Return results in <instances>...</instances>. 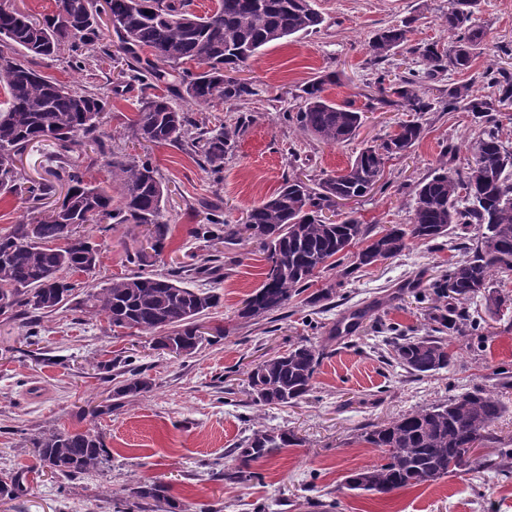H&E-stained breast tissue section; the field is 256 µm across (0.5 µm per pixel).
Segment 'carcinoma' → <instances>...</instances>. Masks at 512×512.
Wrapping results in <instances>:
<instances>
[{
	"mask_svg": "<svg viewBox=\"0 0 512 512\" xmlns=\"http://www.w3.org/2000/svg\"><path fill=\"white\" fill-rule=\"evenodd\" d=\"M56 10L41 19L25 14L0 0V87L8 95L0 109V191L16 192L37 204L57 194L49 218L38 224H16L0 233V311L16 310L21 317L35 318L74 303L81 313L106 318L112 328L130 333H158L153 347L177 357L190 358L203 343V313L219 303L211 291L192 288L189 282L220 262L214 255L206 263L185 265L167 274L116 278L105 286H91L75 293L76 284L60 273L90 274L99 255L79 233L85 224H141L147 227L151 249L164 247L168 227L162 221L164 187L147 158L115 159L112 179L119 186V200L112 188L86 179L87 151L100 152L99 131L106 112L104 98L77 92L47 79L2 50L18 46L36 57L67 53L69 63L85 70L90 66L85 50L105 39L101 13L109 15L122 53L117 80L139 81L163 93L143 95L132 136L152 145L180 144L194 129L190 147L217 183L224 180V157L236 147L245 121L235 126L197 123L189 113L173 106L171 97L195 104L214 100L244 101L253 95L247 82L233 79L234 72L268 44L308 33L323 18L313 0H217L215 9L198 15L192 0H105L107 9L95 0H55ZM478 0H448L443 25L451 41L441 49L436 43L422 47L420 56L426 74L434 77L447 68L469 67L472 50L481 32L475 25ZM407 30L389 26L379 30L369 43V53L378 60L407 42ZM151 57H142L144 49ZM193 62L198 70L185 64ZM387 74L376 78L380 90L395 95L414 112H427L431 104L417 93L414 82L400 79L384 87ZM336 82V73H326L303 89V106L288 114V121L322 143L337 146L351 140L362 124V113L331 103L323 96L325 85ZM423 127L407 122L379 144L363 148L354 161L336 175H327L310 185L293 174L284 179L275 195L246 212L239 224H227L224 239L246 237L256 241L266 259L281 256L280 263L266 270L257 289L243 302L238 317L245 322L264 319L281 311L289 300L309 288L313 278L334 269L353 253L351 271L374 266L401 256L417 242L443 246L458 224H474L477 232L462 246V258L451 264L448 274L434 281L435 293L446 299L434 308L435 327L426 336H394L381 358L407 373L421 377L448 367L454 353L442 332L461 334L470 321L466 303L482 296L499 307L508 297L493 287L494 277L512 273V151L502 141L496 118L471 144L472 162L467 170L438 163L416 188L411 224L373 232L358 219L333 221L324 212H335L339 200L362 197L373 189L384 172L385 160L401 156L421 138ZM50 141L55 146V181L23 177L16 166L29 145ZM220 215L206 218L194 236L213 240ZM324 351L303 343L291 346L258 362L248 374L249 393L262 406L295 404L314 388ZM152 379L141 369L119 381L114 396L136 401L151 391ZM506 406L499 394L475 387L448 401L421 406L384 425H371L364 441L385 454V462L351 472L344 486L349 491L388 494L409 486L435 482L454 468L469 463V452L490 435L504 416ZM299 439L290 432L256 429L235 446L241 466L222 473L225 481H248L255 473L250 463L270 457ZM36 464L0 473V500L17 501L29 490V475L49 470L72 479L106 463L109 450L102 438L90 431H53L31 439ZM162 483H138L131 489L134 507L143 501L176 504Z\"/></svg>",
	"mask_w": 512,
	"mask_h": 512,
	"instance_id": "obj_1",
	"label": "carcinoma"
}]
</instances>
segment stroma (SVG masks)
<instances>
[{"label": "stroma", "mask_w": 512, "mask_h": 512, "mask_svg": "<svg viewBox=\"0 0 512 512\" xmlns=\"http://www.w3.org/2000/svg\"><path fill=\"white\" fill-rule=\"evenodd\" d=\"M314 4L323 17L316 31L269 44L238 71V79L254 90L246 101L209 107L175 100L176 108L197 120L227 125L245 120L219 183L191 152L146 147L132 139L129 127L144 88L138 83L114 88L110 61L85 72L72 69L62 55L39 58L15 50L20 63L107 100L101 126L105 152L90 154L89 180H111V157L147 154L164 186L169 232L162 253L151 249L144 227L119 224L102 232L86 224L81 232L97 246L99 263L93 273L73 275V282L84 288L133 274L167 273L220 255V270L198 277L194 285L220 294L219 306L203 321L224 333L185 359L154 349L150 335L112 330L104 317L67 307L33 322L11 311L0 313V473L34 465L31 438L55 429L93 430L110 451L104 468L69 481L40 473L22 500L0 502V512H125L131 488L144 481L166 484L182 512H512V465L497 457L498 449L512 448V389L502 393L507 413L489 442L471 452L466 469L382 495L343 486L351 471L384 461L381 450L361 438L364 427L475 387L494 389L497 372L512 371V307L499 314L480 297L467 304L474 329L448 337L454 353L448 368L417 378L376 355L391 336L430 331L429 315L441 303L431 283L447 272L458 252L415 244L396 259L356 272L343 260L312 284L316 290L335 284L331 307L319 309L303 293L279 311L275 323L254 324L239 319L238 311L264 279L266 260L258 243L245 238L205 242L192 234L205 221L202 203L218 204L225 222L241 223L288 174L316 180L344 170L365 145L388 138L399 123L417 121L424 132L415 146L386 161L370 193L336 207L377 230L410 223L416 186L436 162L444 157L449 167L461 169L472 159L467 144L480 123L467 109L445 108L449 90L460 86L495 106L503 139L512 146V104H499L495 84L502 76L512 79V0H480L475 17L482 38L469 68L432 79L425 77L420 57L399 49L378 62L368 43L391 24L406 28L409 45L447 43L441 20L447 0ZM328 72L337 80L325 97L364 115L356 137L334 147L284 118L301 106L303 88ZM383 72L414 80L431 110L419 113L384 102L376 84ZM54 206L51 199L35 206L2 193L0 231L43 221ZM358 308L368 311L359 326L332 336L331 328ZM302 340L325 351L313 391L294 405H255L247 383L251 368ZM128 368L144 369L152 390L111 413H99ZM259 427L293 431L300 443L251 463L254 479L220 480V472L239 464L235 444Z\"/></svg>", "instance_id": "stroma-1"}]
</instances>
